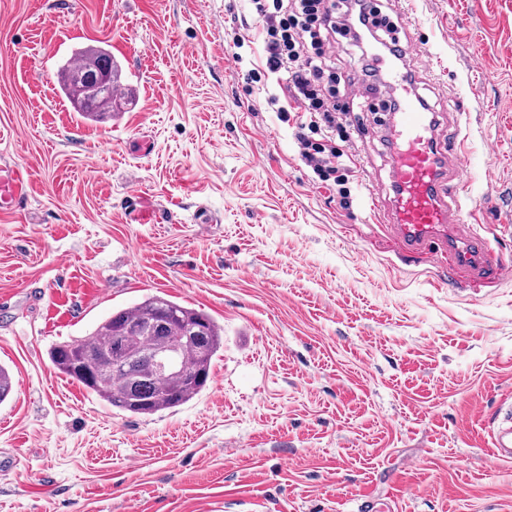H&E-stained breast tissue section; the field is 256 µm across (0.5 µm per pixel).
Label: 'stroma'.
I'll list each match as a JSON object with an SVG mask.
<instances>
[{
  "label": "stroma",
  "mask_w": 512,
  "mask_h": 512,
  "mask_svg": "<svg viewBox=\"0 0 512 512\" xmlns=\"http://www.w3.org/2000/svg\"><path fill=\"white\" fill-rule=\"evenodd\" d=\"M420 91L466 138L465 223L512 201V0H377ZM248 0H0V162L26 205L0 214V512H512L489 422L512 395V278L459 283L373 223L391 194L386 92L340 208L278 118ZM112 54L133 103L78 118L59 69ZM150 139L141 155L137 141ZM150 205L157 221L131 220ZM224 328L213 379L153 416L59 373L51 348L151 295ZM29 171L17 163H0V211H15L28 199Z\"/></svg>",
  "instance_id": "35a3bbf8"
}]
</instances>
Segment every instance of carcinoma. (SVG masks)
Segmentation results:
<instances>
[{
  "label": "carcinoma",
  "mask_w": 512,
  "mask_h": 512,
  "mask_svg": "<svg viewBox=\"0 0 512 512\" xmlns=\"http://www.w3.org/2000/svg\"><path fill=\"white\" fill-rule=\"evenodd\" d=\"M102 54L97 47L76 52L62 69V91L75 112L97 121L120 111L126 97L115 85L93 108L82 105L81 73L90 59ZM170 336L183 342L179 363L184 372L161 379L153 373V352ZM120 346L132 359L124 372L112 368V351ZM224 347V329L206 313L162 295H152L120 309L91 333L55 346L50 357L56 369L81 384L113 408L132 415H154L179 407L198 395L211 379L213 359Z\"/></svg>",
  "instance_id": "obj_1"
}]
</instances>
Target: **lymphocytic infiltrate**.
<instances>
[{
	"instance_id": "1",
	"label": "lymphocytic infiltrate",
	"mask_w": 512,
	"mask_h": 512,
	"mask_svg": "<svg viewBox=\"0 0 512 512\" xmlns=\"http://www.w3.org/2000/svg\"><path fill=\"white\" fill-rule=\"evenodd\" d=\"M264 35L260 69L279 76L286 103L296 105L309 119L297 123L294 137L301 161L317 179L335 191L341 208L352 205V169L344 161L343 143L351 132L336 103L341 86L352 76L338 71L332 54L337 37L353 36L362 45L361 73L377 79L369 47L379 42L398 56L396 24L380 16L373 0H250Z\"/></svg>"
}]
</instances>
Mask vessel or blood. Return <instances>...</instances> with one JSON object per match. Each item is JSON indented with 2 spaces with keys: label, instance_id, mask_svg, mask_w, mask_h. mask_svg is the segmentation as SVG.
Wrapping results in <instances>:
<instances>
[{
  "label": "vessel or blood",
  "instance_id": "vessel-or-blood-1",
  "mask_svg": "<svg viewBox=\"0 0 512 512\" xmlns=\"http://www.w3.org/2000/svg\"><path fill=\"white\" fill-rule=\"evenodd\" d=\"M386 66L401 93L387 127L388 179L393 191V234L405 258L427 255L447 266L456 278L497 280L512 270L497 247L492 224H466L461 201L467 188L460 175L448 171V149L439 115L420 95L415 83L394 61ZM28 170L17 163H0V211H14L28 199ZM492 451L512 459V401H501L489 429Z\"/></svg>",
  "mask_w": 512,
  "mask_h": 512
}]
</instances>
